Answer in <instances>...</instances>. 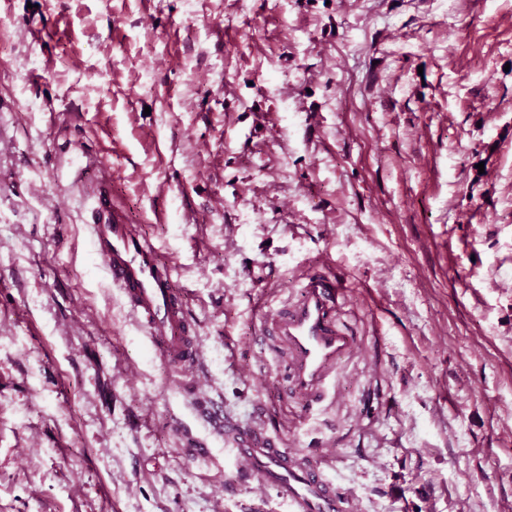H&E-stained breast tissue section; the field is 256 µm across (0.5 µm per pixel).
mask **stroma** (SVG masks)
<instances>
[{
	"label": "stroma",
	"mask_w": 512,
	"mask_h": 512,
	"mask_svg": "<svg viewBox=\"0 0 512 512\" xmlns=\"http://www.w3.org/2000/svg\"><path fill=\"white\" fill-rule=\"evenodd\" d=\"M0 44V512H288L218 407L357 512H512V0H0ZM103 193L193 368L94 258ZM315 270L359 347L307 412L262 324ZM93 252L159 358L169 366H192L199 336L188 316L187 290L178 288L171 261L138 224L119 219L90 225Z\"/></svg>",
	"instance_id": "obj_1"
}]
</instances>
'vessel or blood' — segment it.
Masks as SVG:
<instances>
[{
    "instance_id": "obj_1",
    "label": "vessel or blood",
    "mask_w": 512,
    "mask_h": 512,
    "mask_svg": "<svg viewBox=\"0 0 512 512\" xmlns=\"http://www.w3.org/2000/svg\"><path fill=\"white\" fill-rule=\"evenodd\" d=\"M94 255L111 277L132 316L144 329L159 358L169 366H192L199 358V338L188 316L187 291L177 285L174 268L140 225L115 219L90 227ZM342 279L321 271L301 285V298L272 314L267 335L289 353L290 394L305 411L320 407L336 385V367L352 354L358 340L337 321ZM213 425L225 427L234 458L273 490L289 512H355L353 494L340 491L316 464L259 431L225 423L214 414Z\"/></svg>"
}]
</instances>
